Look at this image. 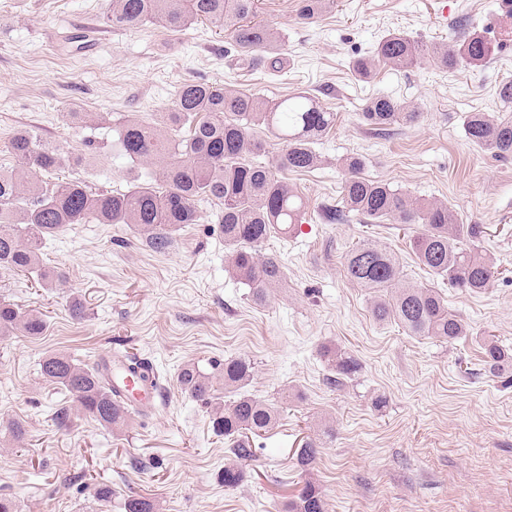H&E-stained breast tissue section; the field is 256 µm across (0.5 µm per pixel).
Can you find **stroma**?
I'll return each instance as SVG.
<instances>
[{
	"mask_svg": "<svg viewBox=\"0 0 512 512\" xmlns=\"http://www.w3.org/2000/svg\"><path fill=\"white\" fill-rule=\"evenodd\" d=\"M102 3L0 0V166L14 163L7 136L33 125L68 152H82L87 137L102 149L93 170L69 167L54 181L126 190L128 161L113 146V123L169 111L186 81L270 99L303 89L336 123L315 146L317 168L282 174L308 213L295 235L263 248L285 272L265 304L230 271L211 203L200 204L198 223L166 252L150 251L124 224H74L41 251L65 287L0 277V297L49 321L44 336L0 338V422L20 419L27 429L19 442L0 431V497L21 512H124L133 493L159 512H280L309 482L329 512H512V377L483 372L479 347L486 333L512 346V158L473 145L463 129L467 113L512 112L497 96L512 79L500 0H336L312 24L296 18L293 0H262V19L286 36L281 66L268 73L208 24L116 30ZM388 32L427 44L477 32L493 52L479 66L443 70L423 59L407 69L380 64L360 79L354 61ZM377 93L414 105L420 120L370 133L359 114ZM70 112L85 113L84 123L67 120ZM353 155L364 161L363 177L448 203L461 223L483 226L480 244L501 274L481 293L443 288L468 336L448 344L378 324L346 279L345 255L366 238L386 243L409 281L430 279L409 248L414 227L368 224L351 212L332 224L321 218L340 206L343 161ZM75 298L85 309L79 320L68 310ZM325 345L357 363L342 385L329 382ZM118 350L152 361L163 386L155 413L119 431L75 412L58 425L54 413L67 397L40 377L41 358L93 361ZM239 355L254 365L248 392L277 406L281 425L254 438L242 482L228 488L224 440L205 408L181 393L177 373L188 362ZM317 435L319 454L301 467L295 450ZM101 482L113 490L105 510L94 499Z\"/></svg>",
	"mask_w": 512,
	"mask_h": 512,
	"instance_id": "35a3bbf8",
	"label": "stroma"
}]
</instances>
